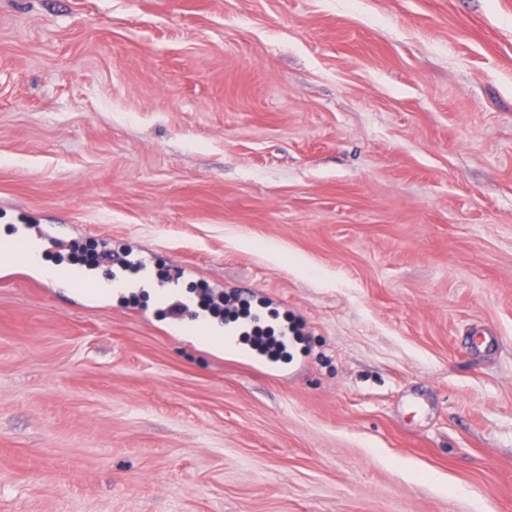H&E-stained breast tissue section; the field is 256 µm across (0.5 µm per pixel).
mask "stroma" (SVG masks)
Returning <instances> with one entry per match:
<instances>
[{
    "mask_svg": "<svg viewBox=\"0 0 512 512\" xmlns=\"http://www.w3.org/2000/svg\"><path fill=\"white\" fill-rule=\"evenodd\" d=\"M35 224L303 335L1 267L0 512H512V0H0Z\"/></svg>",
    "mask_w": 512,
    "mask_h": 512,
    "instance_id": "1",
    "label": "stroma"
}]
</instances>
